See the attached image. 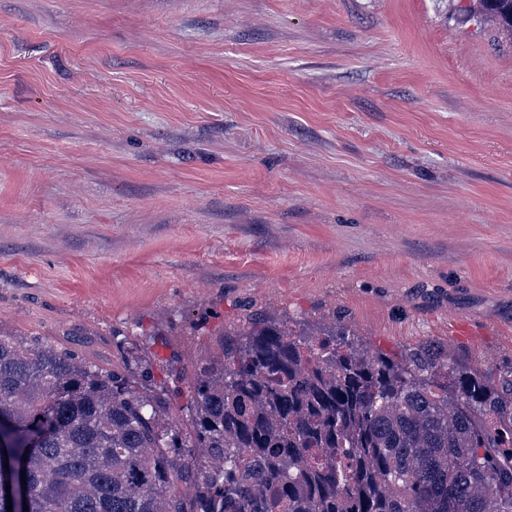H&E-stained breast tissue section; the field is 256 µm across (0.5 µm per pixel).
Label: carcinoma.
I'll use <instances>...</instances> for the list:
<instances>
[{
  "label": "carcinoma",
  "mask_w": 512,
  "mask_h": 512,
  "mask_svg": "<svg viewBox=\"0 0 512 512\" xmlns=\"http://www.w3.org/2000/svg\"><path fill=\"white\" fill-rule=\"evenodd\" d=\"M476 2L512 36V0ZM349 336L273 315L224 333L182 427L167 385L0 330L13 512H512V363Z\"/></svg>",
  "instance_id": "1"
}]
</instances>
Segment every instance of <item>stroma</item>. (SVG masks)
<instances>
[{
    "instance_id": "stroma-1",
    "label": "stroma",
    "mask_w": 512,
    "mask_h": 512,
    "mask_svg": "<svg viewBox=\"0 0 512 512\" xmlns=\"http://www.w3.org/2000/svg\"><path fill=\"white\" fill-rule=\"evenodd\" d=\"M273 313L512 362V36L457 0H0V329L191 399Z\"/></svg>"
}]
</instances>
